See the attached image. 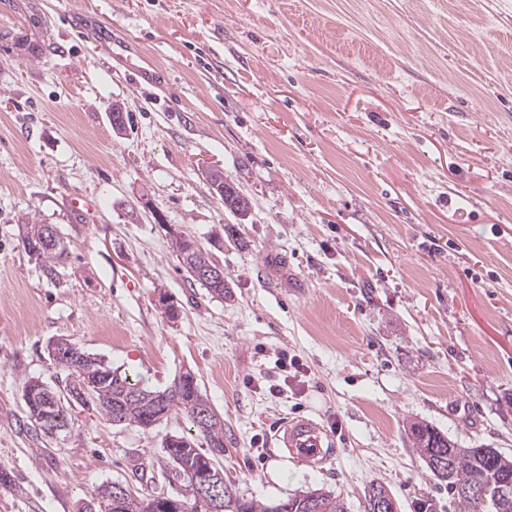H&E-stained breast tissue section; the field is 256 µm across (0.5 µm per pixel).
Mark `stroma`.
Instances as JSON below:
<instances>
[{"mask_svg":"<svg viewBox=\"0 0 512 512\" xmlns=\"http://www.w3.org/2000/svg\"><path fill=\"white\" fill-rule=\"evenodd\" d=\"M130 40L153 81L111 54ZM28 222L65 238L57 280ZM177 232L229 297L189 278ZM57 339L154 389L191 371L237 496L364 512L380 483L399 512H459L408 426L512 456V0H0V512H77L106 482L180 493L158 460L184 415L76 405L67 433L35 431L23 384L64 387ZM284 354L301 370L275 398ZM297 415L334 434L324 469L276 448ZM46 225L24 224L21 242L24 249L41 262V269L46 278L52 280L58 277V265L68 256V249L60 233L58 241L54 245L40 246L37 249Z\"/></svg>","mask_w":512,"mask_h":512,"instance_id":"1","label":"stroma"}]
</instances>
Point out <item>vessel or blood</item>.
<instances>
[{
  "instance_id": "b4317fda",
  "label": "vessel or blood",
  "mask_w": 512,
  "mask_h": 512,
  "mask_svg": "<svg viewBox=\"0 0 512 512\" xmlns=\"http://www.w3.org/2000/svg\"><path fill=\"white\" fill-rule=\"evenodd\" d=\"M277 447L287 451L294 461L312 467L330 462L335 455L336 442L316 420L297 417L281 423L275 433Z\"/></svg>"
}]
</instances>
